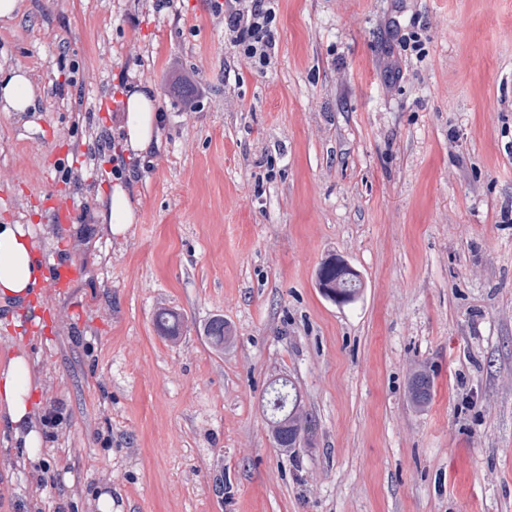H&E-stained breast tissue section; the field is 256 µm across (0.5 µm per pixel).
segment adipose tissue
I'll use <instances>...</instances> for the list:
<instances>
[{
  "label": "adipose tissue",
  "mask_w": 512,
  "mask_h": 512,
  "mask_svg": "<svg viewBox=\"0 0 512 512\" xmlns=\"http://www.w3.org/2000/svg\"><path fill=\"white\" fill-rule=\"evenodd\" d=\"M40 88L21 64L0 63V111H33ZM158 91L150 84L132 83L120 114L123 147L139 157L158 145L164 120ZM95 217L104 233L126 235L139 220L138 208L127 186L118 182L102 196ZM46 228L33 224H0V297L26 301L45 281L39 237ZM41 383L36 362L28 349H20L0 369V423L5 424L21 450L20 464L27 470L43 469L45 438L38 423Z\"/></svg>",
  "instance_id": "ef3b65f1"
}]
</instances>
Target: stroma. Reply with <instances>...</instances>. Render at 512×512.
I'll list each match as a JSON object with an SVG mask.
<instances>
[{
    "label": "stroma",
    "instance_id": "obj_1",
    "mask_svg": "<svg viewBox=\"0 0 512 512\" xmlns=\"http://www.w3.org/2000/svg\"><path fill=\"white\" fill-rule=\"evenodd\" d=\"M2 59L42 93L0 112V224L50 225L81 273L0 301V368L25 344L54 418L35 477L0 431V512H512V0H279L261 72L209 0H27ZM124 78L165 116L142 160ZM116 159L123 237L94 216ZM332 254L354 304L316 285ZM279 377L316 423L292 455ZM184 317L171 309H159L155 315V325L162 336L176 340L181 334ZM409 392L416 406L424 408L430 404L433 382L426 369H421L412 375L409 381ZM283 408H276L277 402ZM270 428L276 445L286 452L295 453L296 446L312 431L313 424L305 410L302 396L295 385L286 378L274 381L266 400Z\"/></svg>",
    "mask_w": 512,
    "mask_h": 512
}]
</instances>
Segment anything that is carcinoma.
<instances>
[{"instance_id": "cac0c4a2", "label": "carcinoma", "mask_w": 512, "mask_h": 512, "mask_svg": "<svg viewBox=\"0 0 512 512\" xmlns=\"http://www.w3.org/2000/svg\"><path fill=\"white\" fill-rule=\"evenodd\" d=\"M333 261H341L339 257H327L319 266L318 271L326 272L328 282L338 285L337 291L349 297L360 292V289L344 281L343 272L331 265ZM184 317L171 309H160L155 315V325L159 333L171 340L179 337ZM206 336L213 346L224 347L230 339V328L224 319L211 321ZM409 392L413 403L424 408L432 400L433 382L424 369L415 372L409 381ZM266 411L269 412L270 428L278 447L286 452H296V446L313 428L312 420L305 410L302 396L295 385L286 378L274 381L266 400Z\"/></svg>"}]
</instances>
